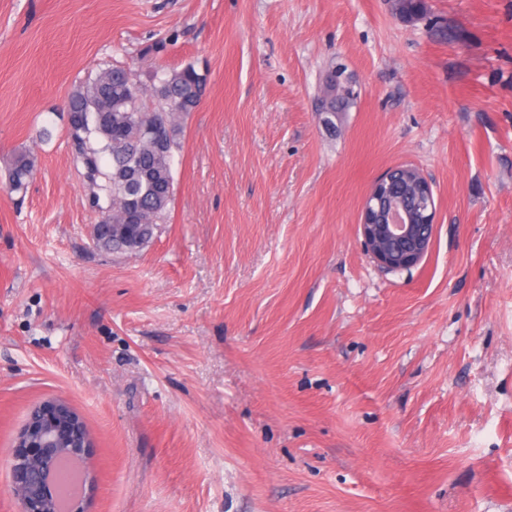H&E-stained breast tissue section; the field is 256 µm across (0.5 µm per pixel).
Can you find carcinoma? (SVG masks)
Segmentation results:
<instances>
[{
    "label": "carcinoma",
    "mask_w": 512,
    "mask_h": 512,
    "mask_svg": "<svg viewBox=\"0 0 512 512\" xmlns=\"http://www.w3.org/2000/svg\"><path fill=\"white\" fill-rule=\"evenodd\" d=\"M394 9L401 19L413 20L424 14L425 0H395ZM206 84V76L192 63L155 72L148 89L134 69L108 65L89 72L67 97L64 113L73 162L91 206L98 210L99 223H124L132 205L137 231L147 243L165 223L174 197V156L181 149L180 118L199 108ZM324 92L333 110L345 109L357 97L351 80L336 86L334 65L327 71ZM99 112L112 115L108 133L96 121ZM150 118L170 131L165 154L134 138L137 125ZM35 167L31 154H15L9 190L23 191Z\"/></svg>",
    "instance_id": "cac0c4a2"
}]
</instances>
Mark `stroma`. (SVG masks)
Here are the masks:
<instances>
[{
  "mask_svg": "<svg viewBox=\"0 0 512 512\" xmlns=\"http://www.w3.org/2000/svg\"><path fill=\"white\" fill-rule=\"evenodd\" d=\"M425 5L0 0V512L52 399L94 442L88 512H512V0ZM189 62L168 221L98 250L54 107ZM333 62L359 96L327 120ZM401 163L437 217L386 273L360 212ZM36 167L34 156L26 152H19L14 155L9 172L8 188L11 191H24L28 180L32 177Z\"/></svg>",
  "mask_w": 512,
  "mask_h": 512,
  "instance_id": "obj_1",
  "label": "stroma"
}]
</instances>
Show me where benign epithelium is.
I'll return each instance as SVG.
<instances>
[{
	"mask_svg": "<svg viewBox=\"0 0 512 512\" xmlns=\"http://www.w3.org/2000/svg\"><path fill=\"white\" fill-rule=\"evenodd\" d=\"M387 190L374 181L362 206L360 232L367 254L387 272L417 266L428 254L432 239L424 227L436 221L437 209L416 206L405 200L383 205ZM94 235L108 229L127 235L137 246L131 225H93ZM84 419L62 400L45 402L34 409L19 430L10 469L11 486L19 501V512H61L55 474L65 458L83 460L92 440L84 434Z\"/></svg>",
	"mask_w": 512,
	"mask_h": 512,
	"instance_id": "1",
	"label": "benign epithelium"
}]
</instances>
